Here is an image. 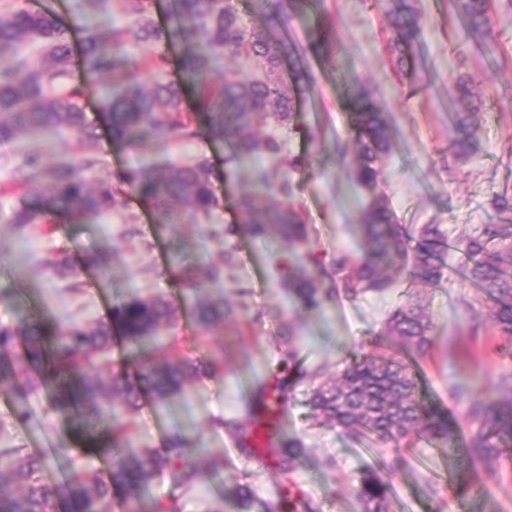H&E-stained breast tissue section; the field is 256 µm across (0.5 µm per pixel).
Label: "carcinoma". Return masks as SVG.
Masks as SVG:
<instances>
[{"label":"carcinoma","mask_w":512,"mask_h":512,"mask_svg":"<svg viewBox=\"0 0 512 512\" xmlns=\"http://www.w3.org/2000/svg\"><path fill=\"white\" fill-rule=\"evenodd\" d=\"M152 0H122V10L135 18V26L121 29L103 22L85 26L82 52L74 61L69 28L49 8L32 10L21 4L0 10V142L21 134H42L62 128L82 134L86 114L77 98L81 91L68 85L74 66L85 82L111 76L115 92L102 101L109 119L112 141L124 147L147 143H172L197 137L202 122L212 137L224 142L230 167L219 173L206 159L170 165L163 173L153 167L128 169L117 176L119 186L101 184L90 188L66 162L46 166L39 154H26L13 170L14 183L32 195V201L17 209L11 223H81L98 220L120 202L122 186L137 199L154 208L157 223L179 224L182 217L209 215L219 206L214 182L236 176L239 165L259 157L279 159L287 173L276 178L265 167L250 170L254 196L244 203L246 217L239 229H214L211 238L224 245V237L243 231L257 239L284 242L293 249L289 259L279 263L283 287L299 311L317 313L336 301L339 289L348 295L382 293L392 280L382 272L391 264L415 281L437 284L447 267L448 236L435 224L415 230L401 224L388 201L377 193L383 160L393 148V133L385 113L367 101L358 90L353 115L352 144L335 142L336 154L345 160L355 149L350 176L370 201L357 224L360 258L346 257L328 269L313 252L303 255L295 249L309 240V228L289 199L294 183L288 173L305 171L299 156H281L280 140L272 135L256 137L246 133L255 124H273L296 132L299 100L313 93L315 78L299 59L292 72L284 75L285 57H306L330 49L336 29L331 21L318 25L307 45L299 48L289 40L283 27L290 13L308 10L311 0H280L265 13L264 25L244 23L232 0H176V20L161 27L149 17ZM458 30L483 56H493L495 41L487 0H453ZM422 19L409 0H398L388 12L391 47L399 73L411 85L428 82L432 72L419 41ZM153 47L173 43L192 45L186 68L198 81L194 109H183V87L175 79H157L146 87L136 76L132 62L122 50L123 37ZM36 45L41 55L35 60L20 57L24 47ZM244 58L254 64L256 74L239 69L224 70L222 82L208 79L213 63L221 56ZM448 114L458 137L454 149L468 156L475 148L478 132L469 85L455 84L448 101ZM454 248L468 263L465 277L492 302L490 319L500 335L512 338V224H486L481 231L460 238ZM56 277L78 286V269L58 253L44 260ZM214 266L207 277L199 273L190 257H175V275L183 291L182 304L189 306L199 330L206 332L224 321L231 308L224 298L201 300L206 279H217ZM180 304V305H182ZM180 305L164 295L132 296L112 306L105 320L90 325L67 324L47 316L25 321L15 327L0 326V380L10 385L20 407L18 419L29 417L27 402L43 391L50 409L71 424L72 435L88 457L109 459L112 471L104 478L87 467L73 468L64 481L49 482L38 477L47 458L23 455L16 448H0V512H58L63 502L67 512H107L106 501L122 493L124 512H184L182 498H147L153 482L165 475L178 487L201 479L195 460L203 452L180 426L173 427L160 448H137L130 436L127 417L138 411L148 395L166 404L180 395L190 378L210 374L213 365L183 351L180 343L170 344L171 354L159 355L157 337L176 325ZM432 321L419 295L407 293L387 320V336L400 350L420 356L432 342ZM119 336L132 356L135 371L124 364L112 368L104 380L90 375L99 355L112 350ZM295 369V357L285 349L277 364L279 387L261 401L279 404L283 385ZM477 377H453L450 396L467 399ZM309 404L313 410L336 424L343 433L358 432L385 441H397L414 431L431 441L449 443L453 431L447 418L419 398L417 384L406 366L391 359L380 361L355 358L334 383L317 387ZM471 426L470 459L498 462L512 459V375H503L492 392L472 400L465 413ZM268 433L267 448L253 446L250 435L239 438L241 455L270 461L281 476L276 500L267 512H320L309 497L288 491L289 476L304 453L297 439H284L279 429ZM391 483L379 472H367L357 487L362 512H389ZM236 512H249L251 490L240 484L230 494Z\"/></svg>","instance_id":"carcinoma-1"}]
</instances>
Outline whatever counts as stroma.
I'll return each instance as SVG.
<instances>
[{"label": "stroma", "instance_id": "obj_1", "mask_svg": "<svg viewBox=\"0 0 512 512\" xmlns=\"http://www.w3.org/2000/svg\"><path fill=\"white\" fill-rule=\"evenodd\" d=\"M21 2L34 10L55 11L68 24L76 52L82 47L86 19L105 18L121 28L133 23L121 11L119 0H97L89 10L81 9L82 0ZM391 5V0H323L315 13L292 18L287 25L289 37L302 43L325 19L333 21L338 33L335 46L309 59L315 91L301 104L298 132L285 145L286 152L309 161L306 175L294 178L293 202L310 236L300 250L315 252L327 264L342 253L360 256L356 225L367 196L333 151L334 140L350 138L352 89L368 91L394 129L393 151L383 162L378 191L400 223L436 224L449 238H459L482 225L499 223L491 199L512 192V0H490L497 41L492 60L459 37L448 0H414L423 20L419 38L434 74L426 86L408 85L395 68L386 15ZM460 78L470 82L480 123L475 151L465 158L452 150L457 132L448 115V99ZM111 91V79L103 77L82 100L99 158L98 166L86 174L88 181L109 183L125 168L160 169L198 158L224 170L223 144L204 131L186 143L116 148L99 109L101 99ZM32 148L41 151L48 166L62 160L82 161L80 137L67 129L0 144V323L5 325L45 315L87 325L106 319L116 301L130 296L161 293L177 298L179 284L168 273L175 246L184 245L200 266L221 262V250L208 240V230L239 224L244 217L238 200L250 187L242 168L236 179L216 183L220 206L208 217L188 213L181 223L161 227L153 211L128 192L103 219L40 224L21 231L11 217L25 193L13 187L12 170ZM131 223L140 230L132 240L125 234ZM231 241L237 246L232 264L225 266L220 279L208 282L204 294L232 297L235 313L211 329L194 352L202 359L222 355L219 368L208 378L188 382L184 395L168 404L143 398L131 418L138 447H162L171 426L178 424L223 458L218 475L182 491L185 512H234L224 494L240 484L253 491L251 512H266L267 504L276 499L278 473L241 456L237 429L246 420L245 406L252 392L272 380L288 325L294 328L292 349L304 377L280 404L278 425L285 437L303 441L306 455L292 482L320 504L322 512H360L356 487L363 473L373 469L391 482L390 512H512V462L493 468L481 463L468 466L466 404L448 395L454 373L479 375L471 391L475 397L490 392L501 376L512 375V340L492 325L488 306L464 307L475 290L462 278L459 252L449 251L439 284L414 286L433 321V344L424 356L407 361L425 402L455 422V446L449 449L412 432L395 447L340 434L334 424L313 412L308 400L313 388L334 382L353 357L396 355L397 345L386 337L385 327L390 311L411 287L408 282L396 278L381 295L341 294L323 313L302 316L279 283L277 264L283 245L242 235L232 236ZM96 248L110 250L109 267L103 273L83 271L81 291H71L66 281L43 268L46 253H65L78 265L87 251ZM238 283L247 287L246 295L235 296ZM30 411L28 422H18L9 387L0 381V447L47 456L42 479H62L69 472V457L61 452L71 441L68 426L48 410L45 397L34 396Z\"/></svg>", "mask_w": 512, "mask_h": 512}]
</instances>
